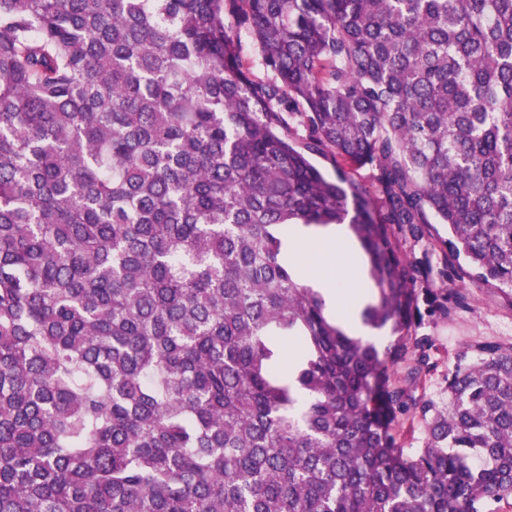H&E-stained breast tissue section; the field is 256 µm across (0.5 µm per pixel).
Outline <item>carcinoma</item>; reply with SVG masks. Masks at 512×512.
I'll use <instances>...</instances> for the list:
<instances>
[{"mask_svg": "<svg viewBox=\"0 0 512 512\" xmlns=\"http://www.w3.org/2000/svg\"><path fill=\"white\" fill-rule=\"evenodd\" d=\"M430 215L512 288V0H0V512H498L512 351L414 394ZM298 256L299 269L306 280L318 279L319 285L325 290L333 309L337 307L340 312L354 307L359 299L358 273L354 264L346 265V276L338 277L336 270V250L301 252ZM314 253V258L311 256ZM308 258L310 260H308Z\"/></svg>", "mask_w": 512, "mask_h": 512, "instance_id": "1", "label": "carcinoma"}]
</instances>
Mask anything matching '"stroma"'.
Returning a JSON list of instances; mask_svg holds the SVG:
<instances>
[{"instance_id": "1", "label": "stroma", "mask_w": 512, "mask_h": 512, "mask_svg": "<svg viewBox=\"0 0 512 512\" xmlns=\"http://www.w3.org/2000/svg\"><path fill=\"white\" fill-rule=\"evenodd\" d=\"M430 240L404 242L405 257L429 261L434 271H447V287L456 289L465 298L451 316H424L419 335L428 337L432 371L426 376L422 390L427 396L444 402L448 399V371L457 353L479 342H495L512 347V288H494L470 278L464 259L452 258L442 244L447 236L445 226L433 224Z\"/></svg>"}]
</instances>
